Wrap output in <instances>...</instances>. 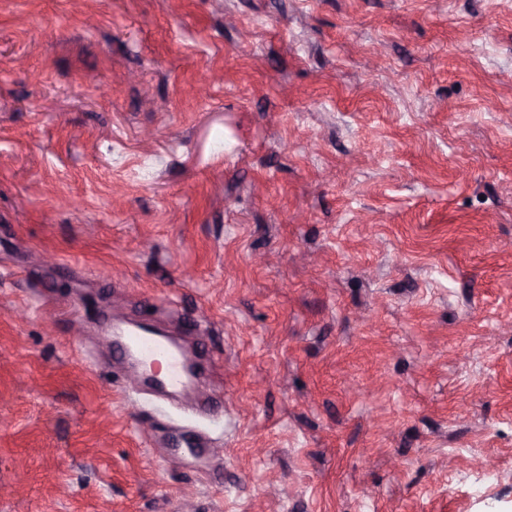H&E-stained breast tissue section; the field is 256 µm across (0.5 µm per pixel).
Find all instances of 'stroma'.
I'll use <instances>...</instances> for the list:
<instances>
[{"label":"stroma","instance_id":"stroma-1","mask_svg":"<svg viewBox=\"0 0 512 512\" xmlns=\"http://www.w3.org/2000/svg\"><path fill=\"white\" fill-rule=\"evenodd\" d=\"M181 499L512 512V0H0V512ZM125 347L136 351L139 357H165L169 361V371L165 386L176 389L183 385V368L188 363V356L182 351L169 350L162 346L161 341L145 330H134L125 339Z\"/></svg>","mask_w":512,"mask_h":512}]
</instances>
